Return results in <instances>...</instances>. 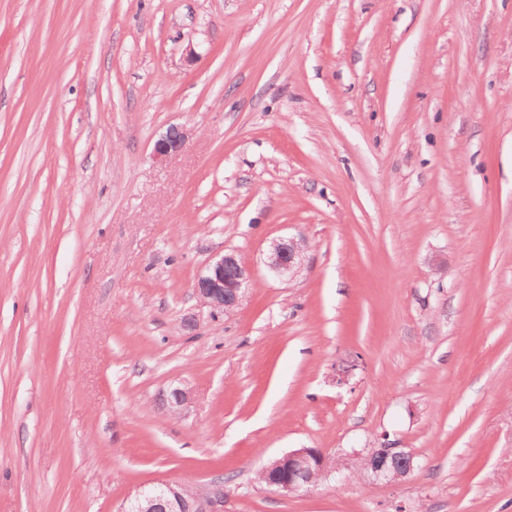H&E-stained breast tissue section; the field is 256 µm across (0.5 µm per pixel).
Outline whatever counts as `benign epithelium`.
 <instances>
[{
  "label": "benign epithelium",
  "mask_w": 512,
  "mask_h": 512,
  "mask_svg": "<svg viewBox=\"0 0 512 512\" xmlns=\"http://www.w3.org/2000/svg\"><path fill=\"white\" fill-rule=\"evenodd\" d=\"M186 144V134L178 128L170 129L154 145V155L162 160L181 151ZM302 245L296 240L282 239L273 245L268 256V266L276 274L293 275L300 265ZM250 287L247 268L233 253L218 254L196 278L195 294L210 308L214 315L237 309L244 301ZM190 403L188 391L176 388L168 396V406L180 411ZM281 468L263 466L260 472L267 476L266 486L281 493H295L309 489L308 476L318 472L326 479L340 468L327 466L326 455L316 448H298L282 455ZM365 468L376 481L395 483L417 468L415 456L402 448L371 450L366 456ZM172 483L164 482L147 489L136 488L121 503L117 512H224V493L215 489L208 493H196L185 499L170 497Z\"/></svg>",
  "instance_id": "obj_1"
}]
</instances>
